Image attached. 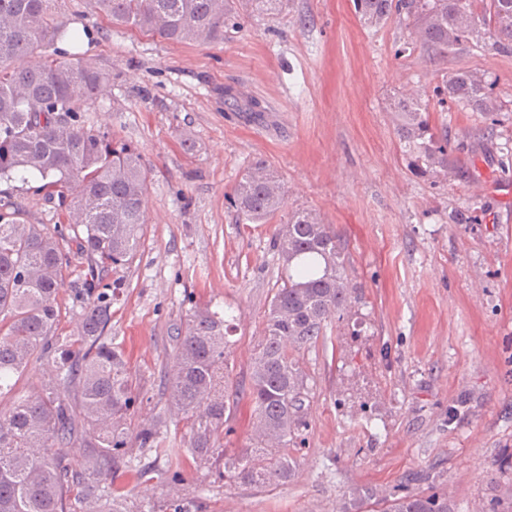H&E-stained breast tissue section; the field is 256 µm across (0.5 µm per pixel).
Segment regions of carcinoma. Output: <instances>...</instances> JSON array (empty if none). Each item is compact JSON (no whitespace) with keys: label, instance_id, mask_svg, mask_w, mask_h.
I'll return each mask as SVG.
<instances>
[{"label":"carcinoma","instance_id":"obj_1","mask_svg":"<svg viewBox=\"0 0 512 512\" xmlns=\"http://www.w3.org/2000/svg\"><path fill=\"white\" fill-rule=\"evenodd\" d=\"M59 0H0V181L35 177L49 198L75 204L94 199L82 223L68 232L31 224L20 209L0 211V512H69L75 495L86 506L117 496L113 479L132 468V448H148L179 461L189 455L229 481L263 486L285 482L293 464L289 446L304 417L306 382L294 352L315 345L327 322L343 311L353 286L336 232L310 211L288 220V246L276 241L281 284L266 314L264 335L251 363L248 389L229 390L224 375L231 319L197 309L176 336L167 379L168 402L183 415L186 447H178L159 416L130 431L127 420L139 393L124 355L112 345V302L118 288L103 273L131 259L143 234L147 173L141 155L87 128L83 107L112 79L99 63L56 47L75 37L60 18ZM281 0H245L250 13L272 14ZM114 25L175 43L208 44L243 16L227 0H90ZM369 26L405 14L414 40L438 56L469 42H492L512 54V0H489V17H476L470 0H354ZM53 47V57L17 69L21 55ZM440 93L476 112H499L494 83L460 71ZM396 133L408 164L419 175L448 172V150L431 133L426 107L415 97L394 103ZM276 171L258 161L235 184L230 203L253 223L274 218L284 197ZM86 260L75 292L81 308L78 335L57 333L58 286L71 254ZM51 368L24 388L12 383L32 365ZM246 399L255 422L250 446L229 454L224 416ZM89 449L73 461L65 449ZM381 512H451L440 491L383 499Z\"/></svg>","mask_w":512,"mask_h":512}]
</instances>
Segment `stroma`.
Here are the masks:
<instances>
[{
  "instance_id": "35a3bbf8",
  "label": "stroma",
  "mask_w": 512,
  "mask_h": 512,
  "mask_svg": "<svg viewBox=\"0 0 512 512\" xmlns=\"http://www.w3.org/2000/svg\"><path fill=\"white\" fill-rule=\"evenodd\" d=\"M61 12L80 35L73 54L112 74L84 124L147 169L140 246L106 277L142 398L133 424L163 411L169 435H183L166 380L173 338L199 308L233 316L229 377L248 386L282 267L274 238L296 210L333 227L356 289L298 355L307 427L288 483L256 489L137 448L147 474L115 479L122 512H167L174 499L187 512H372L403 483L448 492L453 512H501L512 500V56L468 44L433 57L410 47L408 19L365 26L353 0H284L208 45L112 25L89 0H61ZM460 70L487 74L501 111L440 102ZM412 93L448 143L447 175L417 176L402 151L394 101ZM259 160L285 187L266 224L228 201ZM11 203L34 224L67 221L45 193L1 182L0 206Z\"/></svg>"
}]
</instances>
